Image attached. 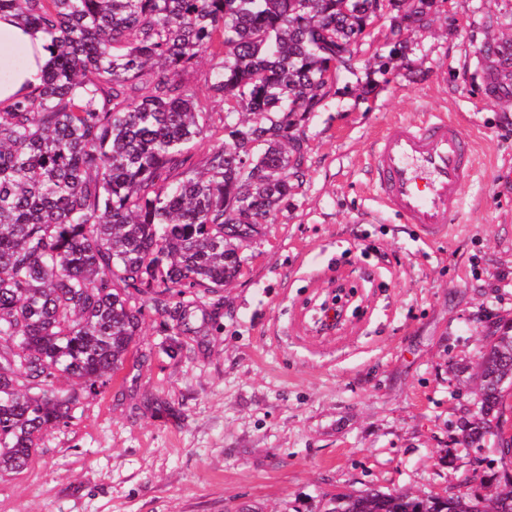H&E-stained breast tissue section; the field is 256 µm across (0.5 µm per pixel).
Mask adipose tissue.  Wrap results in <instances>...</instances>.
Masks as SVG:
<instances>
[{
    "mask_svg": "<svg viewBox=\"0 0 512 512\" xmlns=\"http://www.w3.org/2000/svg\"><path fill=\"white\" fill-rule=\"evenodd\" d=\"M47 40L38 30L0 15V102L25 95L50 65Z\"/></svg>",
    "mask_w": 512,
    "mask_h": 512,
    "instance_id": "obj_1",
    "label": "adipose tissue"
}]
</instances>
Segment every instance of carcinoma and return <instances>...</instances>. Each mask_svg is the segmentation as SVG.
I'll return each instance as SVG.
<instances>
[{"label":"carcinoma","instance_id":"1","mask_svg":"<svg viewBox=\"0 0 512 512\" xmlns=\"http://www.w3.org/2000/svg\"><path fill=\"white\" fill-rule=\"evenodd\" d=\"M433 0H0L44 33L51 64L0 105V474L22 469L83 395L112 382L145 308L210 294L240 244L288 206L304 164L295 130L386 18L392 35ZM205 56L209 94L183 82ZM224 103L221 126L210 124ZM214 138L196 175L191 145ZM146 295L132 302L130 290ZM512 333L480 362L471 448L501 436ZM331 512H512L494 497L338 493Z\"/></svg>","mask_w":512,"mask_h":512}]
</instances>
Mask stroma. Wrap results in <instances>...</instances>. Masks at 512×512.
Returning <instances> with one entry per match:
<instances>
[{"label": "stroma", "instance_id": "1", "mask_svg": "<svg viewBox=\"0 0 512 512\" xmlns=\"http://www.w3.org/2000/svg\"><path fill=\"white\" fill-rule=\"evenodd\" d=\"M511 34L512 0H434L397 40L378 21L300 121L303 174L242 243L240 276L147 310L105 392L0 476V512H323L368 488L501 490L496 448L458 438L480 357L512 326V80L489 87L482 53ZM426 107L477 161L459 223L428 245L376 205L367 168L387 124ZM339 278L358 310L315 335Z\"/></svg>", "mask_w": 512, "mask_h": 512}]
</instances>
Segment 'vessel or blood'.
Masks as SVG:
<instances>
[{
  "label": "vessel or blood",
  "mask_w": 512,
  "mask_h": 512,
  "mask_svg": "<svg viewBox=\"0 0 512 512\" xmlns=\"http://www.w3.org/2000/svg\"><path fill=\"white\" fill-rule=\"evenodd\" d=\"M369 168L375 201L434 241L455 222L475 159L458 126L442 113L425 112L390 123L375 143Z\"/></svg>",
  "instance_id": "vessel-or-blood-1"
}]
</instances>
